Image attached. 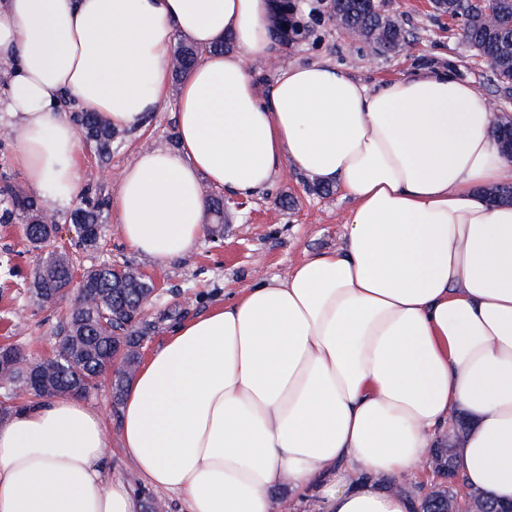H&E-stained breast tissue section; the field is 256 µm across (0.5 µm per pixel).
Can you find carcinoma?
Returning a JSON list of instances; mask_svg holds the SVG:
<instances>
[{"mask_svg":"<svg viewBox=\"0 0 512 512\" xmlns=\"http://www.w3.org/2000/svg\"><path fill=\"white\" fill-rule=\"evenodd\" d=\"M341 24L353 39L372 44L384 53L400 52L411 44V35L398 22L382 12L378 0H333ZM436 10L452 19L463 21L462 37L475 55L495 64L492 82L504 90L512 88V0H434ZM205 55V50L181 42L173 52L172 73L177 78L188 74ZM84 139L92 144L99 158L112 150L113 127L94 114L78 112L73 116ZM494 133L504 151L512 154V121H494ZM497 204L512 205V184L485 190ZM108 202L104 198H87L71 213L74 224L85 226L79 234L84 249L98 247ZM14 219L25 224L28 242L41 248L54 237L57 225L46 221L45 210L38 201L10 183L0 186V221ZM74 262L69 251L52 252L35 267L32 274L33 294L42 307L63 301L58 285L73 276ZM87 282V300L69 310L60 325L56 350L61 365L41 374L35 381L31 361L14 346L6 351L15 355L10 369L0 370V419L11 416L21 406L15 402L20 393L33 400L52 399L67 393L78 383L83 394L94 389L100 378L110 376L113 408L119 409L122 396L137 370L143 339L155 329L144 314L148 298L154 291L142 273L130 266L101 264L83 270ZM123 349L121 367L112 369V358ZM454 493L445 487L430 491L419 499L420 512H440L451 506Z\"/></svg>","mask_w":512,"mask_h":512,"instance_id":"1","label":"carcinoma"}]
</instances>
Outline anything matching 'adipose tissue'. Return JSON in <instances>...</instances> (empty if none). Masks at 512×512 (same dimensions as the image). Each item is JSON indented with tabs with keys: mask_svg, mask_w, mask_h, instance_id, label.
I'll return each mask as SVG.
<instances>
[{
	"mask_svg": "<svg viewBox=\"0 0 512 512\" xmlns=\"http://www.w3.org/2000/svg\"><path fill=\"white\" fill-rule=\"evenodd\" d=\"M283 26V0H0L13 162L60 209L83 186L68 104L143 128L176 39L205 49L176 148L138 152L112 200L134 252H193L206 183L246 195L289 165L354 200L340 247L175 325L118 435L73 396L1 423L0 512H139L109 469L116 440L182 512H271L281 486L312 512H414L376 480L418 472L458 418L464 485L512 503V206L483 193L512 157L492 108L443 73L372 90L327 63L282 68L259 94L247 61Z\"/></svg>",
	"mask_w": 512,
	"mask_h": 512,
	"instance_id": "ef3b65f1",
	"label": "adipose tissue"
}]
</instances>
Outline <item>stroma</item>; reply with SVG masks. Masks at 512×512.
<instances>
[{"instance_id": "35a3bbf8", "label": "stroma", "mask_w": 512, "mask_h": 512, "mask_svg": "<svg viewBox=\"0 0 512 512\" xmlns=\"http://www.w3.org/2000/svg\"><path fill=\"white\" fill-rule=\"evenodd\" d=\"M293 2L298 32L276 41L272 57L250 62L260 92L269 91L278 68L322 62L372 88L423 72H443L469 82L484 97L496 94L487 81V63L469 50L460 25L437 12L432 0H380L382 11L414 32L415 40L407 50L374 57L333 25L331 0ZM179 87V80H171L170 102L151 115L142 131L118 132L107 164L99 163L89 143L80 142L85 194L113 198L124 169L138 151L176 147L173 97ZM314 184V178L288 167L267 189L248 197L205 185V194L224 201L222 233L214 232V217L205 214L204 232L195 250L163 266L128 248L111 211L106 214L98 248L85 251L76 246L77 232L68 211L56 210V243L73 252L77 268L103 262L129 265L151 280L155 291L149 314L156 328L142 345L141 353L146 356L164 340L171 325L165 314L175 304H184L186 318H194L232 299L256 273L286 276L307 256L341 244L344 216L352 200L339 186H331L324 194ZM43 256V251L32 249L26 241L20 222L0 223V347H20L35 360L52 354L66 310L62 303L39 307L30 296L31 274Z\"/></svg>"}]
</instances>
